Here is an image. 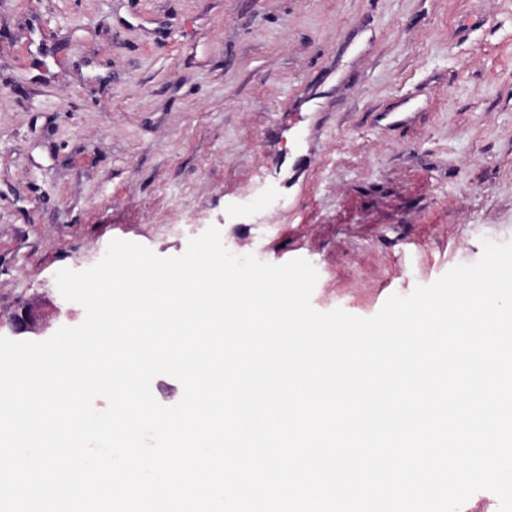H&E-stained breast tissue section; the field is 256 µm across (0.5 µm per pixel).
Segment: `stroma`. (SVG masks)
I'll list each match as a JSON object with an SVG mask.
<instances>
[{
  "mask_svg": "<svg viewBox=\"0 0 512 512\" xmlns=\"http://www.w3.org/2000/svg\"><path fill=\"white\" fill-rule=\"evenodd\" d=\"M212 225L362 318L512 241V0H0V318Z\"/></svg>",
  "mask_w": 512,
  "mask_h": 512,
  "instance_id": "1",
  "label": "stroma"
}]
</instances>
